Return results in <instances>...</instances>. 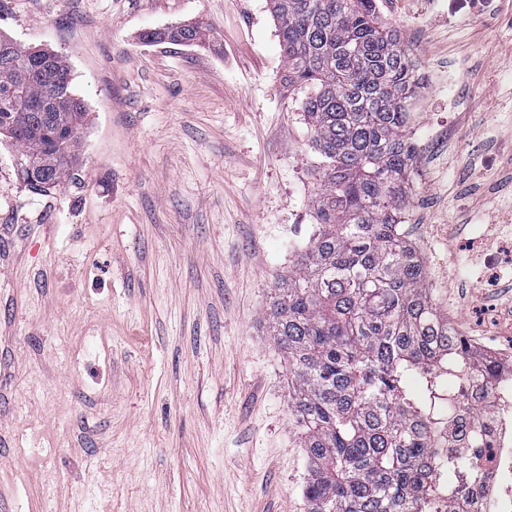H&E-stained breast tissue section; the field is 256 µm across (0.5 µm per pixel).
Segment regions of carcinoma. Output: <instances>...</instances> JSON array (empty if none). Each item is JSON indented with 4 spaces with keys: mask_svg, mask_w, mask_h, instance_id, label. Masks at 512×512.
Masks as SVG:
<instances>
[{
    "mask_svg": "<svg viewBox=\"0 0 512 512\" xmlns=\"http://www.w3.org/2000/svg\"><path fill=\"white\" fill-rule=\"evenodd\" d=\"M284 81L318 156L312 210L317 228L275 286L272 336L288 358V403L303 427L310 512H469L475 465L448 452L457 410L472 382L493 389L487 365L461 348L433 306L424 266L399 232L414 147L409 99L419 84L400 31L373 0H270ZM147 44L199 45L201 24L150 29ZM86 104L56 51L0 33V137L17 151L34 192L68 182L79 163ZM53 120L77 133L23 160Z\"/></svg>",
    "mask_w": 512,
    "mask_h": 512,
    "instance_id": "obj_1",
    "label": "carcinoma"
}]
</instances>
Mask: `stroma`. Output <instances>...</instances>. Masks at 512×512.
I'll list each match as a JSON object with an SVG mask.
<instances>
[{"label": "stroma", "instance_id": "1", "mask_svg": "<svg viewBox=\"0 0 512 512\" xmlns=\"http://www.w3.org/2000/svg\"><path fill=\"white\" fill-rule=\"evenodd\" d=\"M424 68L405 237L437 311L512 367V0H376ZM200 22L205 46L142 32ZM66 58L79 179L0 144V512H310L267 318L316 222L269 0H0Z\"/></svg>", "mask_w": 512, "mask_h": 512}]
</instances>
